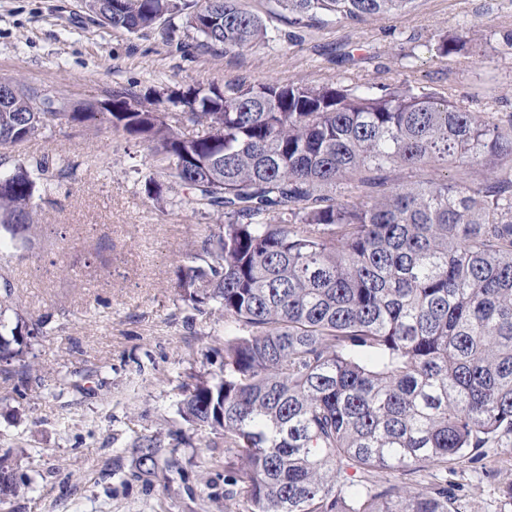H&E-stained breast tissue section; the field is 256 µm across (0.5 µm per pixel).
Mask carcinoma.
Segmentation results:
<instances>
[{
    "instance_id": "carcinoma-1",
    "label": "carcinoma",
    "mask_w": 512,
    "mask_h": 512,
    "mask_svg": "<svg viewBox=\"0 0 512 512\" xmlns=\"http://www.w3.org/2000/svg\"><path fill=\"white\" fill-rule=\"evenodd\" d=\"M101 25L129 35L161 28L184 55H221L268 39L239 0H82ZM295 25L324 16L362 23L416 0H278ZM181 19L176 24L175 19ZM459 34L434 46L464 50ZM0 146L50 124L104 126L147 144L176 201L218 222L175 270V301L195 321L230 330L218 371H192L178 414L206 432L224 466L227 512H459L448 470L484 448H512V118L403 84L228 82L151 98L115 92L67 111L41 87L10 84ZM52 97L56 109L43 108ZM182 108L177 121L160 107ZM200 126L188 137L182 126ZM455 168L404 184L401 169ZM74 174L64 158L0 177V230L34 231L40 191ZM43 322L0 318V359L25 382L24 357ZM161 439L133 445L153 476ZM438 473L400 491L374 474ZM32 480L0 456V501Z\"/></svg>"
}]
</instances>
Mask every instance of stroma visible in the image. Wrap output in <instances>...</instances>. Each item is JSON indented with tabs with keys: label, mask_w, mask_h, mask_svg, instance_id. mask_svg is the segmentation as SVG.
Instances as JSON below:
<instances>
[{
	"label": "stroma",
	"mask_w": 512,
	"mask_h": 512,
	"mask_svg": "<svg viewBox=\"0 0 512 512\" xmlns=\"http://www.w3.org/2000/svg\"><path fill=\"white\" fill-rule=\"evenodd\" d=\"M240 4L263 18L268 41L190 59L158 32L92 23L81 0H0V82L45 87L72 103L237 80L403 82L472 99L477 109L491 89L498 116L512 115V53L498 50L501 33L512 30V0H417L397 18L312 27L290 24L278 0ZM458 32L465 53L435 59L432 45ZM146 154L140 140L92 125L0 147V175L44 156L78 165L75 180L39 201L32 245L0 236L12 285L6 324L40 317L48 329L26 357L24 395L0 372V454L12 452L33 479L0 512H225L224 469L205 449H178L182 473L132 475L133 444L175 419L194 359L224 343L222 317L189 325L173 302L174 271L208 219L187 206L158 209ZM448 479L461 512H512V448L458 463Z\"/></svg>",
	"instance_id": "obj_1"
}]
</instances>
